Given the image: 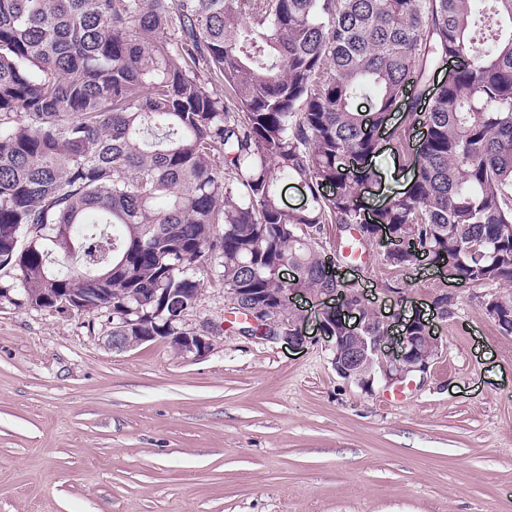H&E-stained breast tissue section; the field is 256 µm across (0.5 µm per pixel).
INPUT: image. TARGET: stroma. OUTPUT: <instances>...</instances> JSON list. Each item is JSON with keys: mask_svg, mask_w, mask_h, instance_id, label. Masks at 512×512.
<instances>
[{"mask_svg": "<svg viewBox=\"0 0 512 512\" xmlns=\"http://www.w3.org/2000/svg\"><path fill=\"white\" fill-rule=\"evenodd\" d=\"M219 262L179 323L206 331L198 360L114 349L105 311L0 306V512H512V335L482 289H452L440 356L389 403L337 375L305 296L303 348L240 334ZM339 272L397 319L444 288L428 266Z\"/></svg>", "mask_w": 512, "mask_h": 512, "instance_id": "1", "label": "stroma"}]
</instances>
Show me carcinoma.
<instances>
[{"mask_svg": "<svg viewBox=\"0 0 512 512\" xmlns=\"http://www.w3.org/2000/svg\"><path fill=\"white\" fill-rule=\"evenodd\" d=\"M216 224L236 317L286 286L355 293L334 273L355 260L512 288V0H0V271L23 301L197 296ZM482 307L512 332L511 293Z\"/></svg>", "mask_w": 512, "mask_h": 512, "instance_id": "cac0c4a2", "label": "carcinoma"}]
</instances>
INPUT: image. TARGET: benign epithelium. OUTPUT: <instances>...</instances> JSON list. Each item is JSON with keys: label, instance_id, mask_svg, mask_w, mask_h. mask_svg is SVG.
<instances>
[{"label": "benign epithelium", "instance_id": "7a95c632", "mask_svg": "<svg viewBox=\"0 0 512 512\" xmlns=\"http://www.w3.org/2000/svg\"><path fill=\"white\" fill-rule=\"evenodd\" d=\"M294 295V291L285 289L271 303L249 308L246 310L248 323L259 328V333L267 334V341H284L295 348L303 347L308 339L306 322L289 325L283 317L284 309L293 306ZM310 297L320 307L318 327L333 353L334 369L345 379H353L355 365L369 353L373 354L377 373L364 379V385L372 383L377 374L388 384L410 375L422 377L439 354L441 337L434 324L418 314L400 324L397 332L392 330L390 317L380 315L378 320L383 329L375 336H363L361 332L369 327L370 305L366 298L344 290L312 293ZM187 309L188 305L168 296L156 309V314L169 312L167 322L173 323L180 320ZM419 324L425 325L429 335H414V327ZM165 340L184 358H200L209 351L208 338L196 331H175Z\"/></svg>", "mask_w": 512, "mask_h": 512}]
</instances>
